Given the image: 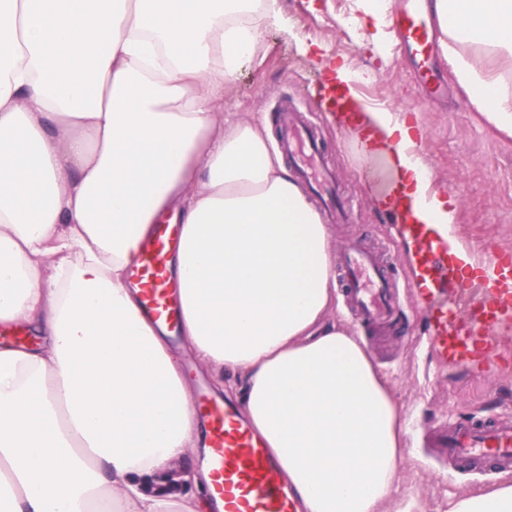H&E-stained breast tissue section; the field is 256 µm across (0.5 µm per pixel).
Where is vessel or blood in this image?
I'll use <instances>...</instances> for the list:
<instances>
[{"label":"vessel or blood","instance_id":"1","mask_svg":"<svg viewBox=\"0 0 512 512\" xmlns=\"http://www.w3.org/2000/svg\"><path fill=\"white\" fill-rule=\"evenodd\" d=\"M395 27L412 52L424 90L431 95L443 88L430 60L435 48L432 24L420 0H408L397 14ZM294 128L292 147L303 172L323 179L317 164L318 141L311 126L300 116L291 119ZM420 241L415 260V275L420 289L418 299L430 316V337L441 359L471 363L475 353L491 354L499 345L503 327L512 324V255L495 259L472 255L464 273L459 274L454 300L438 299L440 276L456 267L445 242L426 224L413 225ZM178 240L175 225L156 224L149 247L140 255L136 281L141 304L153 321L169 333H178L182 315L165 257ZM341 281L351 289V299L359 318L374 323L393 317L388 290L391 281L382 273L380 261L371 252L351 249L338 269ZM471 314L466 330L453 327L459 310ZM195 408L206 422V446L210 450L212 497L216 512H302V503L276 457L251 427L235 404L199 391ZM428 447L447 452L449 460L459 464L476 461L489 463L498 473L512 474V417L493 420L463 419L450 427L433 431Z\"/></svg>","mask_w":512,"mask_h":512}]
</instances>
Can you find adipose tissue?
Instances as JSON below:
<instances>
[{"instance_id":"1","label":"adipose tissue","mask_w":512,"mask_h":512,"mask_svg":"<svg viewBox=\"0 0 512 512\" xmlns=\"http://www.w3.org/2000/svg\"><path fill=\"white\" fill-rule=\"evenodd\" d=\"M276 0H0V512H208V471L176 472L200 421L179 362L129 285L152 226L184 343L241 372L242 402L304 512H381L400 479L398 405L328 317L330 228L260 120L225 123V77ZM471 111L512 134V0H432ZM358 155L457 257V209L405 115L357 99ZM452 512H512V483Z\"/></svg>"}]
</instances>
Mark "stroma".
Returning <instances> with one entry per match:
<instances>
[{
    "mask_svg": "<svg viewBox=\"0 0 512 512\" xmlns=\"http://www.w3.org/2000/svg\"><path fill=\"white\" fill-rule=\"evenodd\" d=\"M282 22L264 27L251 63L224 82V118L263 119L274 142L284 131L277 110L289 103L306 112L319 134L321 151L348 200L352 218L331 225L333 250L358 242L389 254L388 275L399 323L391 328L355 323L343 294H336L330 319L356 334L384 377L405 421L401 479L383 512H449L463 494L500 483L489 465L457 466L425 445L428 434L459 417L512 415V330L503 332L496 357L462 365L440 360L425 334L427 314L415 297L407 241L398 236L363 178L364 163L353 147L351 129L339 127L319 107L324 93L325 57H340L365 77L359 86L369 104L408 113L422 138L418 150L433 172L432 188L458 208L459 242L492 258L512 251V136L487 125L466 105L463 90L442 53L432 59L446 87L427 97L415 79V60L398 37L375 52L359 16L357 0H277ZM317 44L321 56L303 54Z\"/></svg>",
    "mask_w": 512,
    "mask_h": 512,
    "instance_id": "stroma-1",
    "label": "stroma"
}]
</instances>
